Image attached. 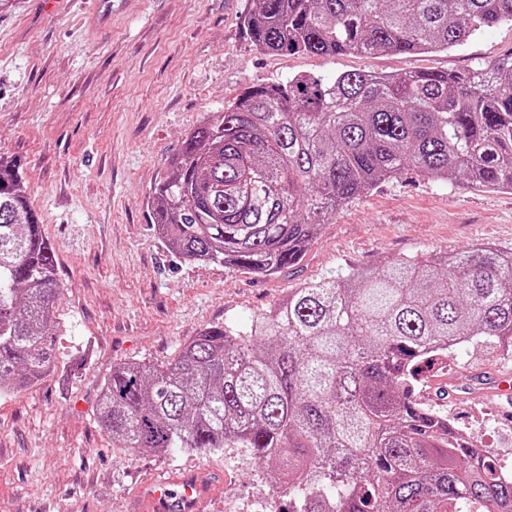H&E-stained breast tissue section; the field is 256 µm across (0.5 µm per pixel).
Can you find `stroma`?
Wrapping results in <instances>:
<instances>
[{"instance_id":"obj_1","label":"stroma","mask_w":512,"mask_h":512,"mask_svg":"<svg viewBox=\"0 0 512 512\" xmlns=\"http://www.w3.org/2000/svg\"><path fill=\"white\" fill-rule=\"evenodd\" d=\"M0 9V154L17 159L53 247L63 293L54 307L57 374L0 396V512H134L153 476L221 475L206 512H278L244 448L148 456L113 447L96 420L100 385L126 360L171 361L207 326L247 323L305 282L472 245L512 247V192L407 172L324 225L301 263L268 276L186 263L156 235L150 191L183 137L261 81L349 71H467L512 53L497 25L447 53L333 58L257 52L253 0H114L97 24L83 0L45 12ZM512 357L470 341L415 385L512 468V402L489 395Z\"/></svg>"}]
</instances>
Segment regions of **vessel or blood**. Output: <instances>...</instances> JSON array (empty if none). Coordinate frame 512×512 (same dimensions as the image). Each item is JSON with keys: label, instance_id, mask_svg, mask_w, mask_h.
<instances>
[{"label": "vessel or blood", "instance_id": "obj_1", "mask_svg": "<svg viewBox=\"0 0 512 512\" xmlns=\"http://www.w3.org/2000/svg\"><path fill=\"white\" fill-rule=\"evenodd\" d=\"M215 487V481L203 475L159 479L150 484L141 508L143 512H203Z\"/></svg>", "mask_w": 512, "mask_h": 512}]
</instances>
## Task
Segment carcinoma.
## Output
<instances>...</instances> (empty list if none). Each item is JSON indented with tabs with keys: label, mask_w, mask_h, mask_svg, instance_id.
Listing matches in <instances>:
<instances>
[{
	"label": "carcinoma",
	"mask_w": 512,
	"mask_h": 512,
	"mask_svg": "<svg viewBox=\"0 0 512 512\" xmlns=\"http://www.w3.org/2000/svg\"><path fill=\"white\" fill-rule=\"evenodd\" d=\"M263 53L448 51L512 24V0H255ZM150 195L185 262L276 275L352 199L407 171L512 191V54L467 73L302 74L245 88L189 132ZM62 293L20 173L0 157V395L55 370ZM467 339L512 347V249L473 246L326 277L171 362L112 368L97 401L119 448H246L286 512H512V478L418 402L417 366Z\"/></svg>",
	"instance_id": "1"
}]
</instances>
